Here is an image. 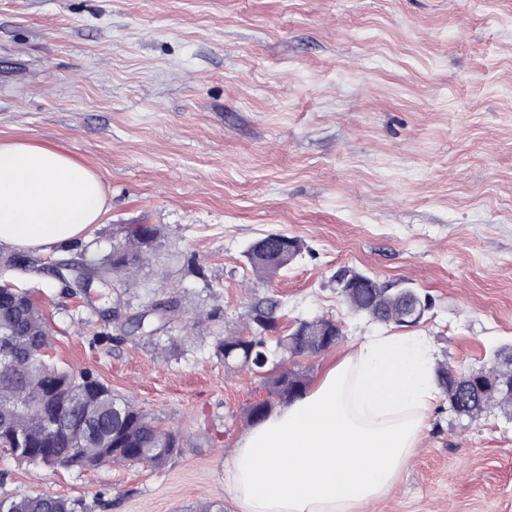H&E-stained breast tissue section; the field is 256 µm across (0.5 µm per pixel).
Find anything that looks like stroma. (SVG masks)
<instances>
[{
  "mask_svg": "<svg viewBox=\"0 0 512 512\" xmlns=\"http://www.w3.org/2000/svg\"><path fill=\"white\" fill-rule=\"evenodd\" d=\"M0 141L61 151L102 182L100 219L45 254L107 255L161 230L136 279L68 298L24 280L51 354L188 436L165 468L48 469L0 451V495L87 512H241L224 463L266 398L213 344L256 302L274 335L336 320L295 363L311 384L380 330L336 289L343 270L428 298L410 327L435 362L487 365L512 345V0H0ZM300 239L257 278L247 246ZM178 319L125 332L155 299ZM368 512H512V416H456L437 395L397 483Z\"/></svg>",
  "mask_w": 512,
  "mask_h": 512,
  "instance_id": "stroma-1",
  "label": "stroma"
}]
</instances>
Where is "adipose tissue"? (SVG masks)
<instances>
[{"instance_id": "obj_1", "label": "adipose tissue", "mask_w": 512, "mask_h": 512, "mask_svg": "<svg viewBox=\"0 0 512 512\" xmlns=\"http://www.w3.org/2000/svg\"><path fill=\"white\" fill-rule=\"evenodd\" d=\"M105 201L101 181L70 156L0 143V242L77 238ZM435 398L424 337H363L312 391L245 433L224 465L241 512H362L395 485Z\"/></svg>"}]
</instances>
